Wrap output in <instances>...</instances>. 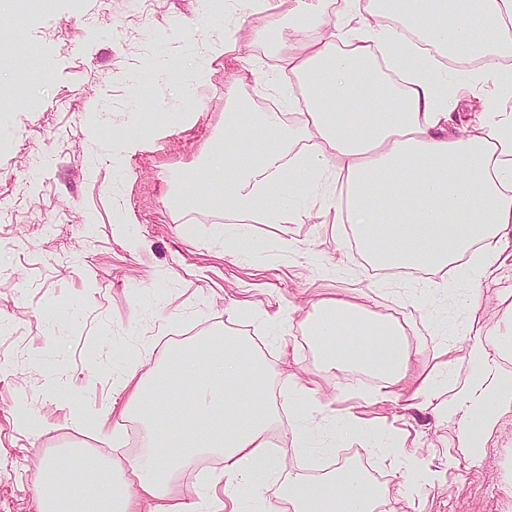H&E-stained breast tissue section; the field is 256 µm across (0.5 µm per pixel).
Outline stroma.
I'll list each match as a JSON object with an SVG mask.
<instances>
[{"label":"stroma","mask_w":512,"mask_h":512,"mask_svg":"<svg viewBox=\"0 0 512 512\" xmlns=\"http://www.w3.org/2000/svg\"><path fill=\"white\" fill-rule=\"evenodd\" d=\"M21 3L0 19V32L21 26V61L37 60L25 75L0 65L13 93L0 113V512H37L38 469L56 449L136 458L145 429L124 412L127 379L214 336L246 340L265 363L286 474L356 462L386 490L377 512H512V407L475 428L474 408L450 392L425 402L326 366L309 334L320 301L340 298L399 322L416 371L447 360L468 381L473 335L512 334V241L475 307L448 292L466 286L454 267L376 268L318 196L299 223L226 242L223 213H174L167 195L223 139L228 94L251 111L277 99L289 83L278 48L302 32L285 21L271 42L231 0H51L29 14ZM231 34L236 52L212 57ZM300 386L311 390L302 409ZM173 495L190 512H231L236 500L289 512L282 481L226 477L216 452L178 473Z\"/></svg>","instance_id":"stroma-1"}]
</instances>
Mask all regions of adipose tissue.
Instances as JSON below:
<instances>
[{
    "label": "adipose tissue",
    "instance_id": "obj_1",
    "mask_svg": "<svg viewBox=\"0 0 512 512\" xmlns=\"http://www.w3.org/2000/svg\"><path fill=\"white\" fill-rule=\"evenodd\" d=\"M361 0H293L288 11L304 43L282 51L281 66L302 99L301 124L281 113L250 112L236 99L224 107L225 131L237 139L180 182L174 210L212 209L230 217L226 239L251 224H294L306 211V185L324 173L342 183L337 215L353 224L373 263L387 269H442L459 258L460 276L479 283L512 236V109L485 104L464 136L447 135L456 92L487 79L512 94V0H372L365 24L353 25ZM415 23L409 38L387 16ZM457 61L448 69L424 44ZM310 148L289 155L291 143ZM483 242L471 253L474 242ZM310 334L326 366L353 364L398 381L411 352L402 326L352 315L341 299L319 304ZM501 340L475 338L470 383L457 388L442 362L415 388L424 400L451 389L458 402L512 406V380L500 377ZM269 377L245 343L199 341L162 356L158 377L139 380L128 407L148 432L146 451L132 460V486L116 484L117 464L84 448L49 454L38 472V512H183L172 502L176 474L205 449L224 456V474L260 485L281 472L268 450L272 422ZM292 512H375L385 490L356 467L289 479Z\"/></svg>",
    "mask_w": 512,
    "mask_h": 512
}]
</instances>
